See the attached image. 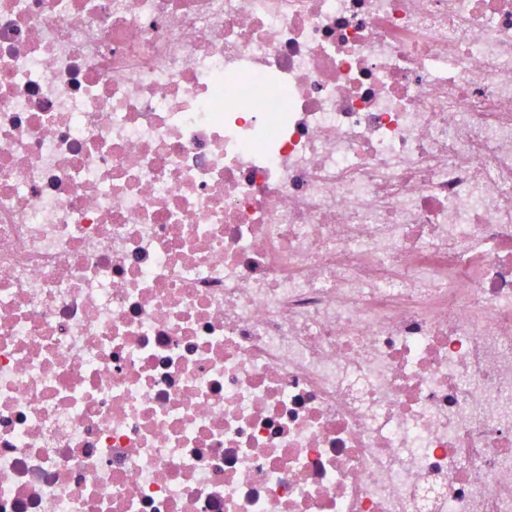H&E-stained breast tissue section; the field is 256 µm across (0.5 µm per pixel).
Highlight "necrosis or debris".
<instances>
[{"instance_id": "obj_1", "label": "necrosis or debris", "mask_w": 512, "mask_h": 512, "mask_svg": "<svg viewBox=\"0 0 512 512\" xmlns=\"http://www.w3.org/2000/svg\"><path fill=\"white\" fill-rule=\"evenodd\" d=\"M0 512H512V0H0Z\"/></svg>"}]
</instances>
